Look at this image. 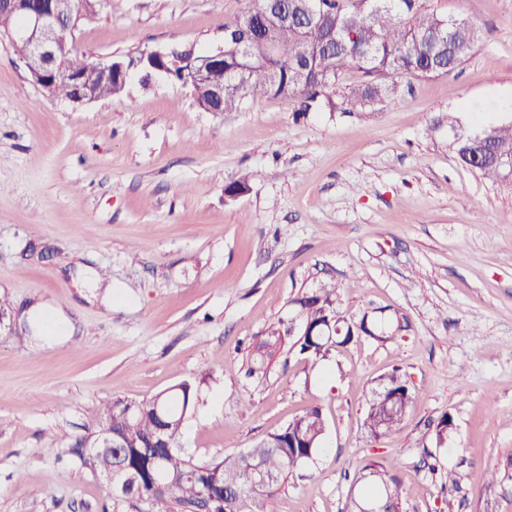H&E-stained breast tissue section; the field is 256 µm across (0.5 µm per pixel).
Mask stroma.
<instances>
[{"label": "stroma", "instance_id": "1", "mask_svg": "<svg viewBox=\"0 0 512 512\" xmlns=\"http://www.w3.org/2000/svg\"><path fill=\"white\" fill-rule=\"evenodd\" d=\"M253 0H103L75 49L95 61L208 52ZM484 33L445 76L403 75L351 115H299L260 97L207 112L188 89L134 74L125 95L75 107L44 95L0 37V512H144L113 500L80 443L115 399L198 386L179 444L240 452L316 406L322 450L277 489L280 512H350L367 465L396 462L401 512H512V190L462 166L448 115L497 120L512 93V0H431ZM247 192L228 197L229 184ZM111 279L104 306L78 265ZM335 282L337 307L393 328L312 361L277 355L246 374L297 295ZM44 298L75 331L33 341ZM414 397L398 431L363 421L381 376ZM450 416L447 439L437 424ZM456 488H449V477Z\"/></svg>", "mask_w": 512, "mask_h": 512}]
</instances>
